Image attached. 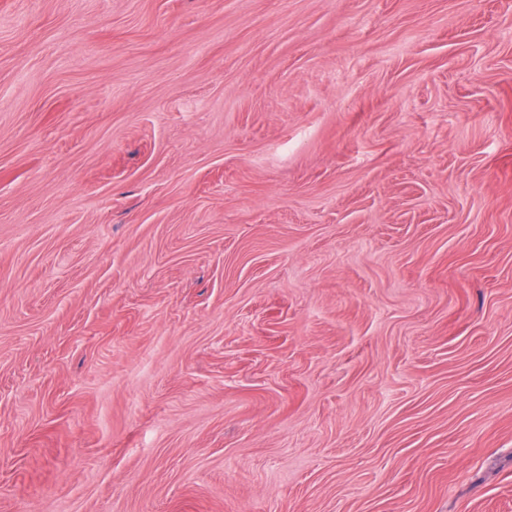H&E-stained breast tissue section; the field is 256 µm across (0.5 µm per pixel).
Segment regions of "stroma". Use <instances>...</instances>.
<instances>
[{
	"instance_id": "1",
	"label": "stroma",
	"mask_w": 512,
	"mask_h": 512,
	"mask_svg": "<svg viewBox=\"0 0 512 512\" xmlns=\"http://www.w3.org/2000/svg\"><path fill=\"white\" fill-rule=\"evenodd\" d=\"M0 512H512V0H0Z\"/></svg>"
}]
</instances>
